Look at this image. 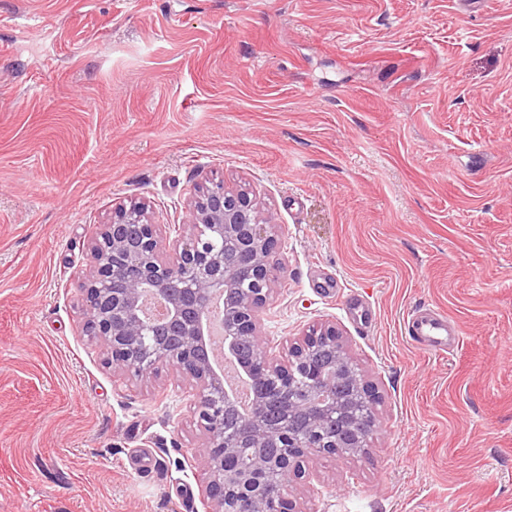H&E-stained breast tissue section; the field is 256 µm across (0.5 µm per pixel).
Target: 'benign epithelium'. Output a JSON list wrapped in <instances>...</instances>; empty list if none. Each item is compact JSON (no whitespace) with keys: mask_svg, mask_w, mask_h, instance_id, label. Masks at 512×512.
Segmentation results:
<instances>
[{"mask_svg":"<svg viewBox=\"0 0 512 512\" xmlns=\"http://www.w3.org/2000/svg\"><path fill=\"white\" fill-rule=\"evenodd\" d=\"M255 198L242 187L206 179L194 188L185 224L171 225L164 241L141 201L120 206L91 240L93 268L84 281V329L98 340L115 372L148 381L167 369L196 390L194 416L200 437L195 449L208 475L203 489L207 512H297L288 498L289 482L323 455L335 454L336 390H367L375 385L357 368L327 369L314 358L321 345L338 358L349 357L336 325L322 322L286 341L283 355L266 350L263 309L275 292L279 266L273 261L277 225L257 214ZM233 243L249 259L243 269L210 250L208 238ZM224 297L222 336L230 358L249 348L254 368L244 369L254 389L236 434L224 427L236 398L224 386L206 349L204 318L216 296ZM353 433L373 436L377 416H351ZM281 448L282 454L249 455L243 468L228 460L243 448ZM279 469L286 478L276 495L261 475Z\"/></svg>","mask_w":512,"mask_h":512,"instance_id":"7a95c632","label":"benign epithelium"}]
</instances>
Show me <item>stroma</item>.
I'll use <instances>...</instances> for the list:
<instances>
[{
    "label": "stroma",
    "mask_w": 512,
    "mask_h": 512,
    "mask_svg": "<svg viewBox=\"0 0 512 512\" xmlns=\"http://www.w3.org/2000/svg\"><path fill=\"white\" fill-rule=\"evenodd\" d=\"M204 174L280 227L267 345L334 322L380 393L298 512H512V0H0V512H205L193 386L82 308L99 225ZM406 333L417 340L425 349L446 352L458 336V331L448 322V317L434 309L413 312L406 323Z\"/></svg>",
    "instance_id": "obj_1"
}]
</instances>
